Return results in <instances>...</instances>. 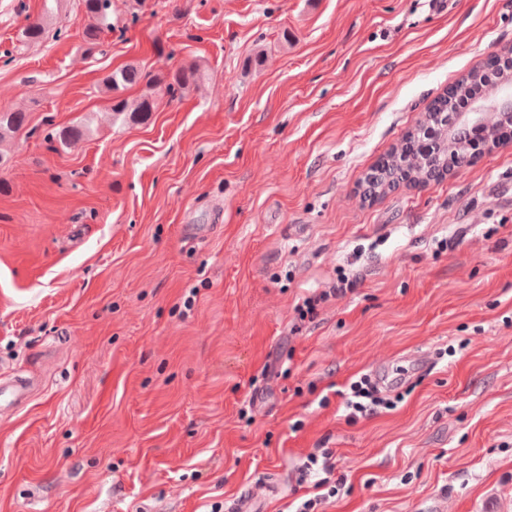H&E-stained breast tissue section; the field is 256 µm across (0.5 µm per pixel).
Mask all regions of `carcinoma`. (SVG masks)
I'll return each mask as SVG.
<instances>
[{
  "instance_id": "cac0c4a2",
  "label": "carcinoma",
  "mask_w": 512,
  "mask_h": 512,
  "mask_svg": "<svg viewBox=\"0 0 512 512\" xmlns=\"http://www.w3.org/2000/svg\"><path fill=\"white\" fill-rule=\"evenodd\" d=\"M57 2L59 0H45L43 15L26 17V23L18 34L21 44L39 43L46 38L47 18L54 13ZM81 6L84 16L89 19L82 32V50L87 55H94L101 47L102 33L112 30L111 0H81ZM201 79L200 68L192 64L167 75L153 74L135 65H127L106 77L107 90L115 94L111 112L116 117L144 116L155 110L156 95L184 94L196 90ZM140 84L146 85L150 92L133 102L122 97L123 91ZM494 85L496 82L492 79V73L473 69L451 85L445 94L435 98L427 111L439 114L435 123L444 126L451 122L453 113L462 102L488 92ZM24 122L25 113L20 110L0 111V139L21 129ZM417 157V137L410 131L379 165L371 167V174L365 176L364 198L374 199L394 190V176L406 168H416L417 179L422 184L441 179L446 171L470 161L468 141L457 138L440 142L435 155L420 167L416 166Z\"/></svg>"
}]
</instances>
